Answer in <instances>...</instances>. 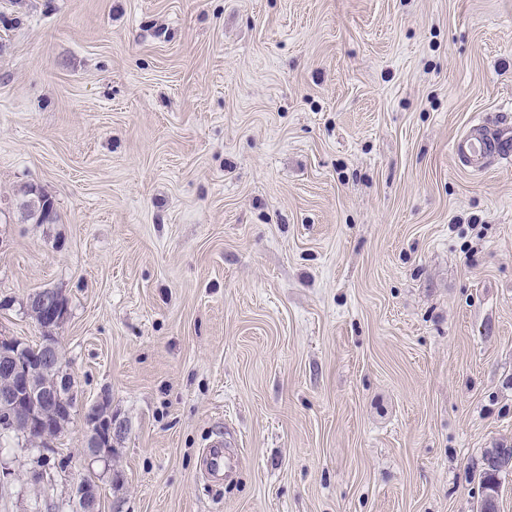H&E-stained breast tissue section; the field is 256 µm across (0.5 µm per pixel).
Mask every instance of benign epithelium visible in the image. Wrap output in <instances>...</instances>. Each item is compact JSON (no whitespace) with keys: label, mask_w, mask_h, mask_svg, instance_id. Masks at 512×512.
I'll return each instance as SVG.
<instances>
[{"label":"benign epithelium","mask_w":512,"mask_h":512,"mask_svg":"<svg viewBox=\"0 0 512 512\" xmlns=\"http://www.w3.org/2000/svg\"><path fill=\"white\" fill-rule=\"evenodd\" d=\"M30 315L43 331L61 326L68 315L66 299L53 288L33 292L27 302ZM24 342L15 336L0 335V407L13 411L11 424L23 427L31 442L44 450L66 427L49 426V418H59L62 411L73 419L81 409L86 425L84 454L93 461L105 463L112 472V441L116 432L112 424V404L103 394L87 403L75 391V379L68 371L59 351L57 337L44 342L34 366L23 364L19 352ZM101 494L98 483L84 479L75 494L74 512H100Z\"/></svg>","instance_id":"benign-epithelium-1"}]
</instances>
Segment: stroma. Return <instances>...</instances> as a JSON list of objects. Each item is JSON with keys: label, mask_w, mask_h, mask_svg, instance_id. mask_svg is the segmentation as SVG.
<instances>
[{"label": "stroma", "mask_w": 512, "mask_h": 512, "mask_svg": "<svg viewBox=\"0 0 512 512\" xmlns=\"http://www.w3.org/2000/svg\"><path fill=\"white\" fill-rule=\"evenodd\" d=\"M512 0H0V334L75 418L0 435V512H478L512 448ZM54 206L36 224L28 188ZM232 435L235 477L202 481ZM453 155L458 163L479 170L490 160L510 161L512 139L500 134H463L454 142ZM30 315L44 333L61 326L68 315L66 299L54 288H41L33 292L27 302ZM40 316V317H39ZM47 336L40 351L39 345L26 344L24 357L31 361L37 358L36 366H28L19 360L24 347L22 339L0 335V407L11 409V427H23L31 442L43 450H51V442L61 434L66 423L59 417L62 409L56 397L67 392L72 400V409L66 408L71 422L80 405L86 425L84 454L93 461L112 462V441L117 436L112 424V404L103 394L90 403L83 402L75 391V379L68 371L59 351L57 337ZM44 377L43 385L36 378ZM40 396L41 405L36 403ZM35 405H32V402ZM59 421V428L49 426V417ZM508 459L511 460V464L509 468L502 469L500 466L496 464H490L487 462V453L486 450L483 454V467L481 473V484L482 489L484 490V496L482 499V503L480 501V512H496L494 503L489 499V493L499 489L500 487V476L504 473L511 472L512 469V448H507L506 450ZM502 477V476H501ZM74 512H100L101 494L98 483L83 479L76 489Z\"/></svg>", "instance_id": "1"}]
</instances>
